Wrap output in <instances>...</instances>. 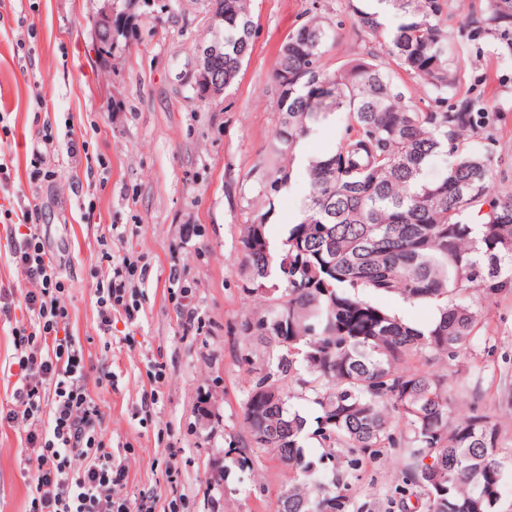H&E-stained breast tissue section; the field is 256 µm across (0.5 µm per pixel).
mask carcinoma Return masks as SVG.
Listing matches in <instances>:
<instances>
[{"label":"carcinoma","mask_w":512,"mask_h":512,"mask_svg":"<svg viewBox=\"0 0 512 512\" xmlns=\"http://www.w3.org/2000/svg\"><path fill=\"white\" fill-rule=\"evenodd\" d=\"M134 0H111L115 23L97 48L102 61L136 33ZM401 18L386 28L378 11L352 7L358 25L387 45L395 69L426 87L423 112L393 84L371 52L329 71L330 24L315 15L283 42L273 81L279 126L270 152L293 153L316 123L345 111L349 123L335 150L309 162L310 194L290 230L286 249L271 252L264 217L240 239L249 270L246 289L278 282L276 308L245 332L275 341L244 403L249 448H272L293 473L278 495V512H340V483L323 482L303 441L324 448H398L408 463L402 482L419 490L423 512H503L512 486V454L500 426L474 397L460 413L448 374L429 369L441 359L467 357L480 340L482 309L468 301L512 292V191L492 190L500 163L490 144L479 146L486 104L482 93L460 92L452 67L455 40L486 38L512 60V0H484L473 26L451 38L438 22L444 0H378ZM224 11L211 42L221 48L216 72L224 88L236 80L254 34L249 0H209ZM448 157L436 177L434 161ZM291 178L278 168L261 181L266 194ZM373 294L435 306L427 328L405 325L365 299ZM411 355L421 368H404ZM297 382L318 406L315 426L288 410L278 382ZM266 388L270 397L255 402ZM404 425L398 432L394 422Z\"/></svg>","instance_id":"1"}]
</instances>
